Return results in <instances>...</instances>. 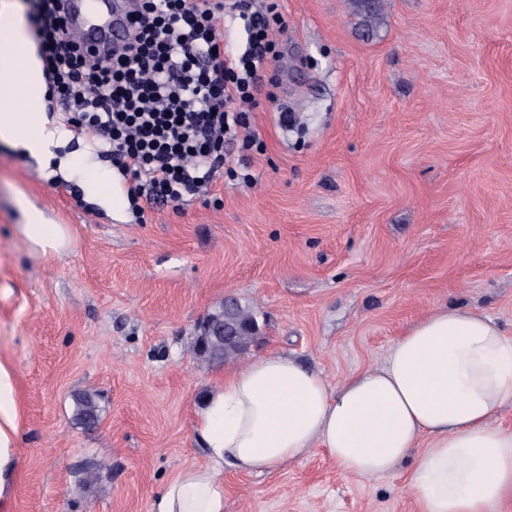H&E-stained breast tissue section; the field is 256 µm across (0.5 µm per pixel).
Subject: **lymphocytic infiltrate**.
Instances as JSON below:
<instances>
[{
	"instance_id": "f902f5d3",
	"label": "lymphocytic infiltrate",
	"mask_w": 512,
	"mask_h": 512,
	"mask_svg": "<svg viewBox=\"0 0 512 512\" xmlns=\"http://www.w3.org/2000/svg\"><path fill=\"white\" fill-rule=\"evenodd\" d=\"M29 15L51 89L76 135L101 144L129 176L132 198L178 202L223 167L224 138L246 125L262 70L287 31L275 0H135L129 43L100 55L71 32L64 0H33ZM238 14L247 43L224 50L221 11Z\"/></svg>"
}]
</instances>
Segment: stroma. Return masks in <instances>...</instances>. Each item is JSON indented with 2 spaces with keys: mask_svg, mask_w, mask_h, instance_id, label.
I'll list each match as a JSON object with an SVG mask.
<instances>
[{
  "mask_svg": "<svg viewBox=\"0 0 512 512\" xmlns=\"http://www.w3.org/2000/svg\"><path fill=\"white\" fill-rule=\"evenodd\" d=\"M288 25L250 114L224 151L238 178L176 203L114 212L87 171L127 180L45 112L73 171L0 144V362L15 374L19 465L5 512H151L182 469L227 361L202 367L197 323L225 298L261 342L333 384L380 363L417 319L460 305L512 337V0H279ZM26 198L71 244L39 259L18 230ZM99 396L86 428L75 399ZM99 479L80 481L91 462ZM411 468L342 476L324 449L224 472V512H420Z\"/></svg>",
  "mask_w": 512,
  "mask_h": 512,
  "instance_id": "stroma-1",
  "label": "stroma"
}]
</instances>
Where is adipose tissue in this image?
Masks as SVG:
<instances>
[{"mask_svg":"<svg viewBox=\"0 0 512 512\" xmlns=\"http://www.w3.org/2000/svg\"><path fill=\"white\" fill-rule=\"evenodd\" d=\"M0 144L50 163L60 137L41 104L49 93L28 23L0 0ZM25 111H18V104ZM19 206L31 251L50 258L67 244L27 199ZM512 407V339L489 316L461 306L414 322L382 362L330 385L288 355L269 352L221 377L194 431L210 463L182 470L151 512H224L225 469H274L325 449L346 477L364 479L412 461L410 488L423 512H494L512 497V432L496 419ZM14 374L0 363V496L16 470Z\"/></svg>","mask_w":512,"mask_h":512,"instance_id":"obj_1","label":"adipose tissue"}]
</instances>
